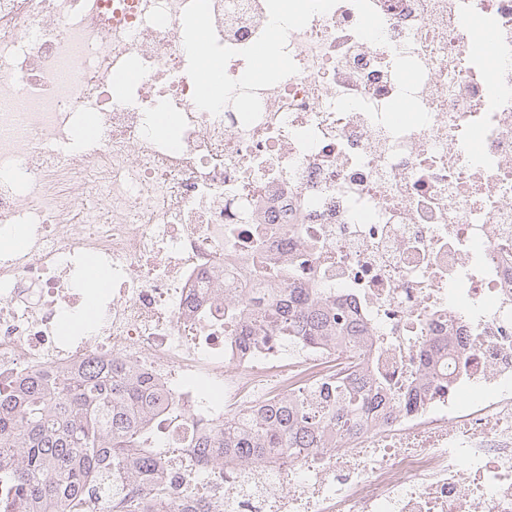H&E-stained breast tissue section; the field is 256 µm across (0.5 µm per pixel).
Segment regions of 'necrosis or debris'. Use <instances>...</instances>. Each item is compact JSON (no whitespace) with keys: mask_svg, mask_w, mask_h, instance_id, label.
<instances>
[{"mask_svg":"<svg viewBox=\"0 0 512 512\" xmlns=\"http://www.w3.org/2000/svg\"><path fill=\"white\" fill-rule=\"evenodd\" d=\"M280 2L0 0V379L133 366L156 489L209 512H512V0H295L278 32ZM291 283L360 336L241 346ZM352 374L391 396L356 433L197 462L226 418Z\"/></svg>","mask_w":512,"mask_h":512,"instance_id":"obj_1","label":"necrosis or debris"}]
</instances>
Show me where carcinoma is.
Masks as SVG:
<instances>
[{
  "label": "carcinoma",
  "mask_w": 512,
  "mask_h": 512,
  "mask_svg": "<svg viewBox=\"0 0 512 512\" xmlns=\"http://www.w3.org/2000/svg\"><path fill=\"white\" fill-rule=\"evenodd\" d=\"M303 288H288L285 302L269 309L272 331L298 344L353 332V320L317 304ZM246 346L269 343L265 333L235 331ZM153 385L133 367L95 361L68 374L32 376L0 386V512H82L91 498H109L119 483L160 468L147 444L145 420ZM386 406V395L361 374L274 405L252 429L224 423L195 443L205 465L234 457L290 456L327 447L328 428ZM127 512H203L181 499L129 501Z\"/></svg>",
  "instance_id": "obj_1"
}]
</instances>
